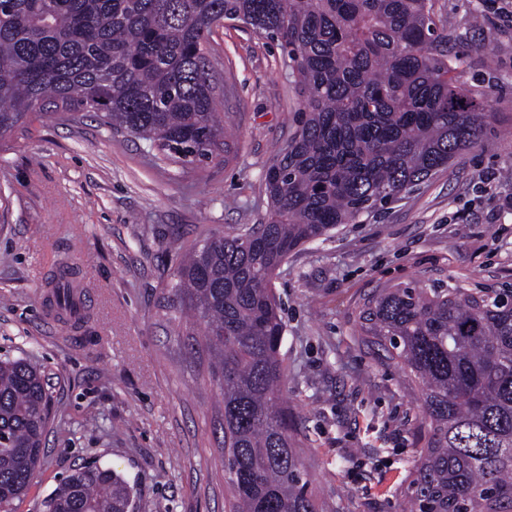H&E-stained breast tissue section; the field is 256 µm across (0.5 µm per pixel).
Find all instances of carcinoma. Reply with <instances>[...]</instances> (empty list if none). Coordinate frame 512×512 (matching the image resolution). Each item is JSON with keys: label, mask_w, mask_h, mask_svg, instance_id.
I'll list each match as a JSON object with an SVG mask.
<instances>
[{"label": "carcinoma", "mask_w": 512, "mask_h": 512, "mask_svg": "<svg viewBox=\"0 0 512 512\" xmlns=\"http://www.w3.org/2000/svg\"><path fill=\"white\" fill-rule=\"evenodd\" d=\"M276 41L300 88L296 130L267 167L264 222L212 235L172 285L224 393L228 512H324L281 398L284 322L271 280L293 252L398 198L477 145L489 93L459 83L432 0H0V135L34 112H92L183 167L217 156L208 43L231 18ZM58 306L76 316L74 282ZM364 343L406 370L426 425L407 512H512V288L399 282L367 298ZM47 383L0 360V509L44 454ZM134 489L86 466L46 512H133Z\"/></svg>", "instance_id": "carcinoma-1"}]
</instances>
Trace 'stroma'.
Returning a JSON list of instances; mask_svg holds the SVG:
<instances>
[{
    "instance_id": "obj_1",
    "label": "stroma",
    "mask_w": 512,
    "mask_h": 512,
    "mask_svg": "<svg viewBox=\"0 0 512 512\" xmlns=\"http://www.w3.org/2000/svg\"><path fill=\"white\" fill-rule=\"evenodd\" d=\"M461 80L491 89L486 136L409 194L292 253L282 302L292 436L327 512H402L421 393L359 336L367 295L402 281L512 286V24L502 0H434ZM230 156L183 173L92 113L38 114L0 136V360L40 368L45 460L12 512H44L94 461L135 488V512H224V396L169 285L216 233L261 223L264 176L301 103L288 59L227 22L208 45ZM79 326L49 323L59 270Z\"/></svg>"
}]
</instances>
